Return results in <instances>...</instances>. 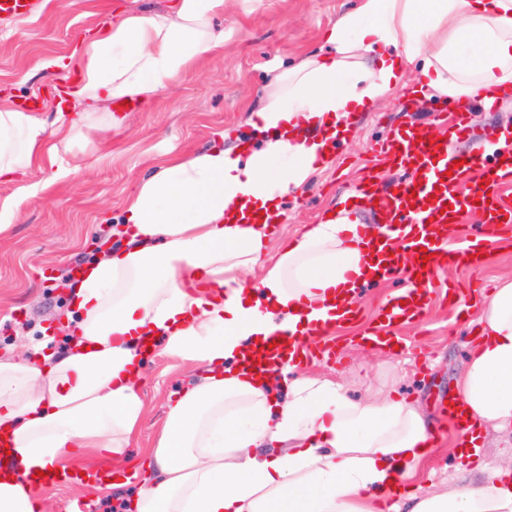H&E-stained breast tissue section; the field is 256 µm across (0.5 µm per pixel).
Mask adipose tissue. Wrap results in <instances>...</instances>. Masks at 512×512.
I'll list each match as a JSON object with an SVG mask.
<instances>
[{"label": "adipose tissue", "mask_w": 512, "mask_h": 512, "mask_svg": "<svg viewBox=\"0 0 512 512\" xmlns=\"http://www.w3.org/2000/svg\"><path fill=\"white\" fill-rule=\"evenodd\" d=\"M223 14L224 0H172L108 21L84 39L53 121L0 105V176L43 157L69 174L65 155L114 124L113 100H152L223 50ZM325 40L332 53L272 71L246 118L250 146L165 161L139 183L112 231L124 246L80 270L68 350L0 357V441L19 465L0 475V512H46L35 474L65 468L75 449L126 455L151 339L205 372L136 463L129 512H380L388 500L395 512H512V458L491 465L480 453L486 429L512 439V278L480 303L448 395L462 409L449 449L458 479L421 494L436 429L420 405L389 390L353 400L291 362L324 323L341 325L336 307L354 288L379 279L353 204L270 250L281 199L332 164L358 113L406 85L412 57L450 100L488 109L489 89H512V0H363ZM277 331L278 369L261 370Z\"/></svg>", "instance_id": "adipose-tissue-1"}]
</instances>
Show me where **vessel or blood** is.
I'll return each mask as SVG.
<instances>
[{"mask_svg":"<svg viewBox=\"0 0 512 512\" xmlns=\"http://www.w3.org/2000/svg\"><path fill=\"white\" fill-rule=\"evenodd\" d=\"M38 7L37 0H0V27L32 15ZM468 112L467 102L458 101L443 118L441 130L406 123L371 148L374 155L414 173L413 180L385 190L372 207L378 255L391 248L403 256L383 270L403 288L381 306V318L369 330L375 344H390L394 328L421 313L426 284L447 267L449 249L438 234L440 225L459 212L474 213L478 223L465 251L477 257L487 232L512 233V201L502 194L512 185V131H474ZM456 142L467 143V150H453Z\"/></svg>","mask_w":512,"mask_h":512,"instance_id":"b4317fda","label":"vessel or blood"}]
</instances>
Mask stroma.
Segmentation results:
<instances>
[{"mask_svg":"<svg viewBox=\"0 0 512 512\" xmlns=\"http://www.w3.org/2000/svg\"><path fill=\"white\" fill-rule=\"evenodd\" d=\"M168 2L72 0L63 9L57 0H42L38 14L0 32V104L34 105L45 118H52L66 72L62 67L45 68V61H68L81 37L118 9L133 6L151 11ZM361 2L227 0L223 51L202 57L189 75L158 99L138 103L125 114L121 126L76 142L72 154L79 172L56 176L43 158L25 175L0 176V196L22 186L36 188L20 219L0 235V354L39 345L51 351L65 349L68 334L48 335L47 326L68 317L73 290L69 268L96 254L98 239L109 231L110 221L121 219L138 183L161 161L184 159L222 144L224 129L237 125L247 109L264 98L269 70L293 66L308 53L326 50L325 34L331 25L356 11ZM441 108L433 97L424 98L420 108H411L404 87L372 111L359 113L352 138L338 148L333 164L300 192L283 199L280 240L292 239L303 225L321 220L363 170H370L385 188L410 180V170L381 165L368 148L399 124H434ZM504 275L512 276V240L503 242L501 251L489 256L479 271L454 267L438 273L429 286V308L420 322L396 328L402 339L397 353L359 346L355 338L373 323L383 299L400 284L364 286L357 299V320L332 332L344 348L341 363L313 358L305 369L333 381L351 398H361L370 389H392L437 415L439 401L447 398L475 341L473 327L451 323L448 291L456 289L467 300L473 292L491 290ZM202 371L200 362L170 354L165 342L157 343L143 372L140 394L145 413L134 453L152 447L166 420L168 398Z\"/></svg>","mask_w":512,"mask_h":512,"instance_id":"stroma-1","label":"stroma"}]
</instances>
